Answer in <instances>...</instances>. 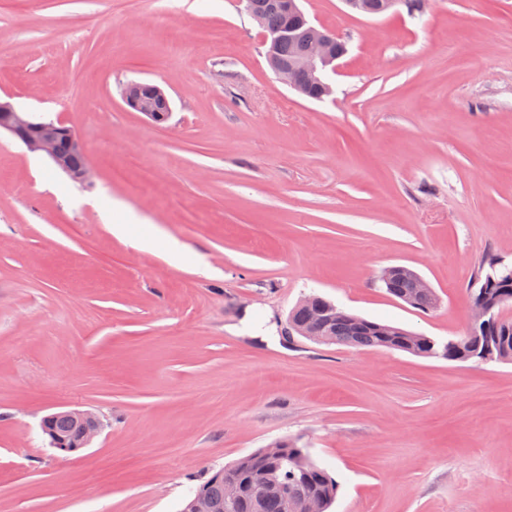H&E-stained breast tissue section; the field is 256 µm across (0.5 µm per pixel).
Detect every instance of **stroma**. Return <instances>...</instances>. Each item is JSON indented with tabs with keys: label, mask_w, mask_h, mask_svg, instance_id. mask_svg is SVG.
I'll return each mask as SVG.
<instances>
[{
	"label": "stroma",
	"mask_w": 512,
	"mask_h": 512,
	"mask_svg": "<svg viewBox=\"0 0 512 512\" xmlns=\"http://www.w3.org/2000/svg\"><path fill=\"white\" fill-rule=\"evenodd\" d=\"M301 6L347 45L321 101L242 0H0V98L93 167L76 184L0 136V512H182L277 441L333 474L331 512H512V361L285 335L309 294L467 331L481 262L512 264V0ZM139 80L166 123L126 108ZM392 265L437 307L389 296ZM250 314L266 340L236 334ZM64 408L104 423L70 456L41 431ZM347 8L355 13L364 15H381L388 12L398 3V0H343Z\"/></svg>",
	"instance_id": "1"
}]
</instances>
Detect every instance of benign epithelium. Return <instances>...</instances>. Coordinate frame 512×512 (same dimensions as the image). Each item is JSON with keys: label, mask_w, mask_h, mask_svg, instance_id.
Returning a JSON list of instances; mask_svg holds the SVG:
<instances>
[{"label": "benign epithelium", "mask_w": 512, "mask_h": 512, "mask_svg": "<svg viewBox=\"0 0 512 512\" xmlns=\"http://www.w3.org/2000/svg\"><path fill=\"white\" fill-rule=\"evenodd\" d=\"M245 10L263 31L266 59L275 76L289 88L304 94L315 86L319 89V98L332 95L330 84L323 81L326 68L333 65L346 53L345 43L334 33L308 24L306 28V51L294 61L284 66L278 57L281 44L295 38V30L288 25L275 29L266 26L262 12L254 8V0H243ZM347 8L355 13L364 15H381L388 12L398 3V0H343ZM164 99L163 89L153 83L148 85L134 81L123 91V101L134 112H139L155 123L158 114L154 109L153 100ZM6 132L22 144L31 153L42 154L54 166L67 174L76 182L88 180L93 173L91 164L87 163L79 169L70 166L69 158L60 149V141L65 140L75 152H85L84 144L75 130L61 122L46 121L33 112H20L11 103L0 100V132ZM500 293L484 295V300L473 306L471 328L475 331H487L497 322L496 303ZM60 414L69 418L77 427V438L71 440L55 432L44 429L49 444L56 450L68 448H86L97 436L103 424L92 411L67 409ZM324 504L318 498L306 500L291 498L288 500L289 512H323Z\"/></svg>", "instance_id": "benign-epithelium-1"}]
</instances>
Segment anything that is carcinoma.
<instances>
[{"label":"carcinoma","mask_w":512,"mask_h":512,"mask_svg":"<svg viewBox=\"0 0 512 512\" xmlns=\"http://www.w3.org/2000/svg\"><path fill=\"white\" fill-rule=\"evenodd\" d=\"M285 22L293 24L301 32L306 29V24L298 17L286 18L278 12L267 14V25L271 29ZM498 265V258L494 256H489L482 262L476 274L478 283L472 285L468 292L470 303L474 304L478 300L479 281L489 276L512 272L508 269L499 270ZM411 290V281L405 275L397 276L386 284V292L390 296L420 311L436 308L437 294L424 295L413 302L407 298ZM328 304L330 301L316 296L311 300L309 307L294 309L289 319L296 323L314 320L317 317L316 308ZM361 320H363L361 316L343 313V316L327 330L329 342L353 347L399 350L420 357H443L460 362L470 361L474 353L481 352L486 345L490 344L492 349L487 352L484 361H512L511 319L499 320L497 326L487 335L483 333L473 335L468 332L448 340L446 353L440 349V343L437 340L429 336H418L412 331L386 323L379 324L377 332L369 329L360 333L353 332L354 323ZM284 448V456L279 461L263 460L260 457L261 450L258 449L250 454L252 461L246 464L244 459H238L231 466L224 468V476H209L196 487V492H202L208 497L214 512H228L225 486L233 481L241 489L233 512H286L285 504L278 495L267 494L258 500L254 492L255 486L265 477L277 482L286 479L295 495L302 498H319L324 503V512H330L339 490L336 478L326 468L313 461L303 449L296 448L288 442L285 443Z\"/></svg>","instance_id":"1"}]
</instances>
